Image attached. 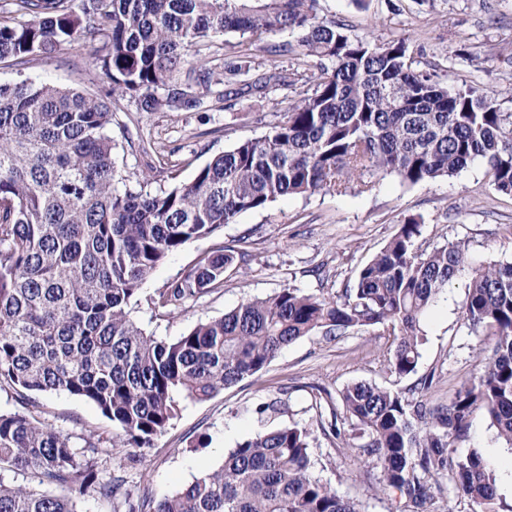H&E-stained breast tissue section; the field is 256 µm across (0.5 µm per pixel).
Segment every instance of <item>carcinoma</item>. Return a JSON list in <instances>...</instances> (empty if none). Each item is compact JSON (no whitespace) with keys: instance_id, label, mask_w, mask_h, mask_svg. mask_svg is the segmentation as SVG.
Returning a JSON list of instances; mask_svg holds the SVG:
<instances>
[{"instance_id":"1","label":"carcinoma","mask_w":512,"mask_h":512,"mask_svg":"<svg viewBox=\"0 0 512 512\" xmlns=\"http://www.w3.org/2000/svg\"><path fill=\"white\" fill-rule=\"evenodd\" d=\"M287 33L297 47L272 46L296 64L272 65L249 87L269 93L308 84L285 119L259 138L213 157L171 190L115 187L113 112L99 98L47 84H0V387L23 410L0 412V473L28 472L47 486L0 480V512H75L89 488L129 502L127 480L99 478L87 456L100 439L70 437L41 422L34 396L65 393L112 421L113 454L148 448L181 410L264 371L289 344L321 332L342 336L383 327L399 378L417 372L421 321L469 265L463 240L426 250L411 218L332 297L290 286L248 299L173 340L139 327L128 306L170 254L207 238L279 198L351 184L371 188L393 175L417 185L449 179L481 161L494 189L512 195V113L473 85L451 88L413 67L407 40L355 39L321 15L320 0H11L0 14V62L22 66L62 47L102 36L101 70L112 96L140 112L190 111L233 90L245 75L208 51ZM317 72L306 76L302 68ZM229 251L202 257L160 293L172 314L224 279ZM462 315L478 343V376L445 405L355 382L339 392L324 435L377 470V488L411 512H435L443 482L474 512H496L493 477L473 452L453 458L472 412L486 411L512 446V263L471 269ZM311 432L282 425L236 443L222 465L159 501L154 512H364L316 476Z\"/></svg>"}]
</instances>
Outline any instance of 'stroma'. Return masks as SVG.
I'll use <instances>...</instances> for the list:
<instances>
[{
	"label": "stroma",
	"mask_w": 512,
	"mask_h": 512,
	"mask_svg": "<svg viewBox=\"0 0 512 512\" xmlns=\"http://www.w3.org/2000/svg\"><path fill=\"white\" fill-rule=\"evenodd\" d=\"M325 16L342 21L356 39L386 43L409 39L416 68L448 85L479 87L512 112V0H321ZM102 40H87L55 57L17 67L0 63V83L21 81L74 88L94 96L111 84L94 59ZM294 91L231 98L229 109L140 112L134 102H112V137L120 184L149 175L155 189L189 183L214 156L238 141L262 136L266 120L284 114ZM421 221L419 245L441 246L464 239L470 261L512 262V196L491 186L475 163L448 180L407 185L389 176L372 189L346 193L288 195L269 208L240 214L214 235L186 243L146 279L131 301L133 319L147 333L173 339L196 324L224 315L251 297L291 286L335 295L353 287L358 268L375 255L405 219ZM231 247L235 261L224 282L185 302L173 314L157 308L159 294L204 255ZM467 273H460L424 318L425 342L416 374L396 377L387 366L391 339L383 331L343 336L316 333L288 345L261 374L203 401L186 400L179 415L152 447L131 449V461L112 456V424L91 402L66 394H40L37 417L82 447L100 435L97 457L103 476L125 465L130 503L157 501L198 474L222 463L225 449L283 423L311 432L316 473L344 497L362 501L365 512H393L388 496L368 489L366 464L356 453L338 454L319 422L340 391L366 381L407 392L431 403L447 401L477 374V341L464 324ZM433 382L424 392L420 377ZM479 453L495 478L496 512H512V446L496 436L484 410L470 417L454 456Z\"/></svg>",
	"instance_id": "35a3bbf8"
}]
</instances>
